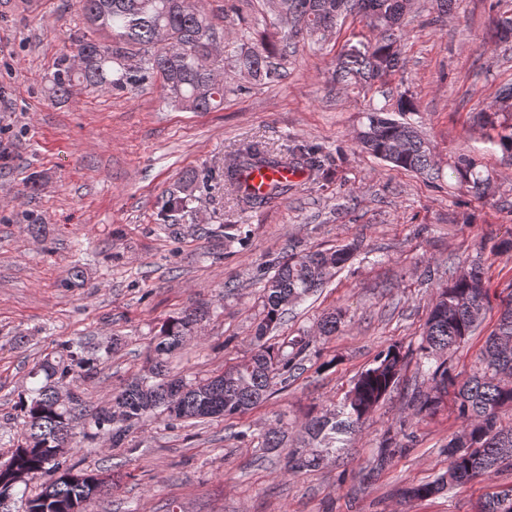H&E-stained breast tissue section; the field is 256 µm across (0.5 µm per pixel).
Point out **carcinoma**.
<instances>
[{"label":"carcinoma","instance_id":"obj_1","mask_svg":"<svg viewBox=\"0 0 512 512\" xmlns=\"http://www.w3.org/2000/svg\"><path fill=\"white\" fill-rule=\"evenodd\" d=\"M87 28L106 34L101 41L86 35L72 43V54L60 58L51 78L50 96L62 99L78 86L124 92L147 82L160 81L163 98L171 106L191 112H212L224 105V61L255 81L274 82L281 77V61L296 39L323 41L346 14L360 16L366 32L358 34V50L342 47L332 80L355 88L385 84L403 69L397 43L401 23L411 0H280L271 39L240 43L219 36L203 0H76ZM495 44L512 43V14L497 13L491 21ZM419 111L408 91L384 97L380 106L365 112L366 123L356 140L361 148L394 168L415 172L431 182L442 178L431 144L406 115ZM476 121L496 132L493 143L512 161V87L500 91L494 107L480 111ZM305 169L316 178L327 176L321 151L298 145L291 157L278 158L254 143L240 154L228 178L236 180L243 168ZM459 187L483 199L494 192V178L482 160L460 153L448 164ZM290 189L276 182L263 195L248 194L245 203L262 207ZM358 244L335 249L293 252L272 260L260 279L261 308L256 317L251 356L224 367L205 379L187 381L169 371L168 359L190 338L205 312L189 309L163 322L150 346L146 374L128 383L113 399L112 410L98 415L95 426L110 428L112 447L122 448L128 433L146 425L156 414L167 424L189 420L232 418L243 415L267 399L275 386L284 389L310 360L306 336L271 342L288 309L317 292L354 257ZM485 266L473 263L459 273L448 265V279L440 284L420 334L418 366L428 386L406 391V403L418 419L433 415L450 395L460 426L448 440V467L436 479L400 489L408 500H424L446 489L461 487L512 468V293L501 301L497 328L485 341L470 372L463 376L450 363V354L471 336L488 308ZM342 315L334 311L316 324L321 336L341 329ZM409 352L390 345L375 355L344 398L333 409L310 416L305 430L308 444L287 453L285 467L293 471L320 467L323 449L333 447L336 435L351 434L400 384ZM95 369L73 344L63 346L58 363H43L36 372L45 382L19 398L23 413V438L9 461L0 466V498L13 497V470L28 475L53 473L48 488L25 500V512H74V505L92 500L98 477L92 471L72 472L63 466L56 449L76 444L75 427L81 395L70 388ZM288 427L279 423L260 435V448L272 454L286 447ZM414 432L387 427L371 472L382 471L389 459L413 446ZM509 496L485 497L481 512H512Z\"/></svg>","mask_w":512,"mask_h":512}]
</instances>
